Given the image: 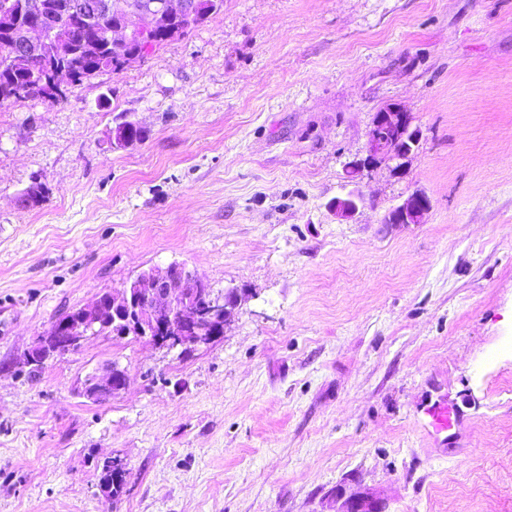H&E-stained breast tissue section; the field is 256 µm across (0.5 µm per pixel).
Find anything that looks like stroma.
<instances>
[{"mask_svg": "<svg viewBox=\"0 0 512 512\" xmlns=\"http://www.w3.org/2000/svg\"><path fill=\"white\" fill-rule=\"evenodd\" d=\"M420 131L329 202L375 113ZM142 141L113 148L118 123ZM39 206L18 198L32 179ZM415 191L421 224H386ZM236 291L190 351L38 336L145 269ZM116 362L103 403L81 382ZM461 419L436 441L421 408ZM125 461L120 496L100 460ZM512 512V0H224L49 105L0 106V512ZM364 203V197L359 190L353 188L348 190L343 196L336 197L329 203L330 208L341 221H347L354 217L360 204ZM127 374L124 368L113 362L102 374L89 375L80 387V394L86 399L100 403L112 399V396L125 389Z\"/></svg>", "mask_w": 512, "mask_h": 512, "instance_id": "stroma-1", "label": "stroma"}]
</instances>
